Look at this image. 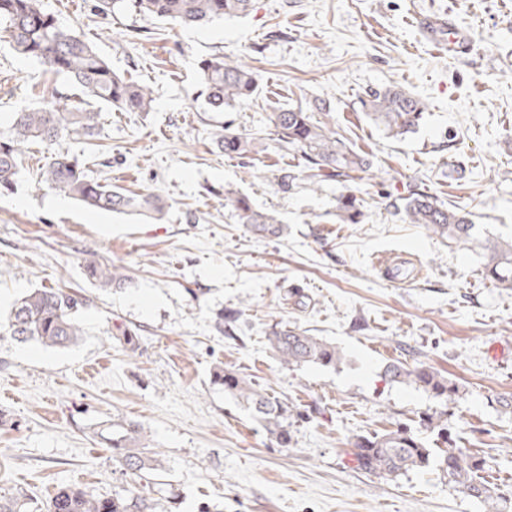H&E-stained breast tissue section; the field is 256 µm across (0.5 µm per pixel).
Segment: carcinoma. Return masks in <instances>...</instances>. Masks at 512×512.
<instances>
[{
	"instance_id": "carcinoma-1",
	"label": "carcinoma",
	"mask_w": 512,
	"mask_h": 512,
	"mask_svg": "<svg viewBox=\"0 0 512 512\" xmlns=\"http://www.w3.org/2000/svg\"><path fill=\"white\" fill-rule=\"evenodd\" d=\"M252 0H134L139 12L170 19L183 27H201L226 16L245 14ZM0 37L19 55L43 65L47 71L66 76L82 93L120 112H148L152 91L112 70L110 63L79 31L61 27L42 0H0ZM200 80L207 91L208 105L222 112L250 99L258 91V77L252 68L230 64L224 56L202 61ZM365 115L394 137L419 126L425 104L395 86L374 89L360 99ZM328 112L323 100L313 107L281 108L273 113L272 124L278 140L301 153L311 185L326 181L346 182L370 166L366 154L348 147L343 139L313 119L312 112ZM101 132L99 112L82 107L55 91L41 107H23L13 113L7 131L0 132V195L14 190L22 148L30 143L45 147L46 156L39 183L74 198L85 207L105 212H143L162 218L165 204L158 194H127L89 178L77 158L58 148L61 138L89 141ZM227 156L244 157L253 151L254 138L224 130L216 140ZM224 202L235 212L238 223L260 238L278 237L282 224L274 214L258 210L248 197L224 188ZM404 220L420 224L432 234L452 243H478L484 251L482 275L503 288H512V243L501 244L478 238L470 213L455 205L438 202L416 188L403 206ZM364 213L357 197L341 195L336 217L343 224H359ZM86 278L103 290L122 288L129 281L123 268L96 260L84 266ZM87 299L62 288H36L18 299L6 321H0V335L45 347H66L83 336L80 316ZM267 342L285 365H315L334 368L343 356L333 344L286 327L272 329ZM392 382L412 383L438 403L448 406L463 398L460 387L430 367L401 364L386 367ZM211 384L224 390L248 409L280 448L291 441L289 419L297 408L254 387L247 379L220 365L213 368ZM421 421L438 430V442L428 447L410 428L373 435H359L351 442L350 456L356 467L367 473L396 478L410 470L435 464L448 484L470 493L491 512H509L512 500L501 489L479 478L484 459L461 448L448 437V426L425 413ZM112 448V461L125 473L143 479L161 470V452L144 443L143 427L119 417L104 437ZM31 498L23 493L0 495V512H30ZM44 512H155L152 500L131 486L110 497L97 496L77 487L60 488L46 503Z\"/></svg>"
}]
</instances>
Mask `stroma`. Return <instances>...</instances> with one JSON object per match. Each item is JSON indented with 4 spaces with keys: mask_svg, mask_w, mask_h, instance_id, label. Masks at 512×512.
I'll return each mask as SVG.
<instances>
[{
    "mask_svg": "<svg viewBox=\"0 0 512 512\" xmlns=\"http://www.w3.org/2000/svg\"><path fill=\"white\" fill-rule=\"evenodd\" d=\"M59 25L84 31L113 71L153 91L148 112L102 109L101 143L63 139L91 177L153 191L163 219L97 212L38 185L42 147L27 145L14 193L0 196V319L36 288L90 300L80 340L66 348L0 336V494L23 489L34 512L62 487L95 495L132 478L100 432L140 422L164 469L144 487L159 512H486L437 466L384 478L356 469L350 440L410 426L439 410L461 447L485 456L487 479L512 494V288L482 274L477 245H454L407 223L394 204L420 188L464 208L481 237L512 239V0H252L249 14L204 27L140 14L120 0H43ZM450 14L468 30L456 57L424 42L415 13ZM253 68L259 90L210 111L199 63L214 53ZM394 85L428 106L395 138L359 109ZM70 81L0 42V131L20 106ZM329 101L318 121L372 162L351 182L315 187L270 122L280 107ZM253 137L246 158L220 153L224 126ZM232 187L272 211L283 236L265 239L224 204ZM364 201L358 224L337 199ZM121 266L122 289L84 276L87 260ZM234 314L230 334L216 310ZM279 324L338 346L337 367L287 366L267 345ZM137 349L127 350L125 336ZM105 362L92 378L86 366ZM422 363L459 384L445 408L387 364ZM224 365L304 411L276 447L241 404L211 384ZM359 202L354 194H343L338 198L336 217L342 224L361 223L364 213Z\"/></svg>",
    "mask_w": 512,
    "mask_h": 512,
    "instance_id": "obj_1",
    "label": "stroma"
}]
</instances>
